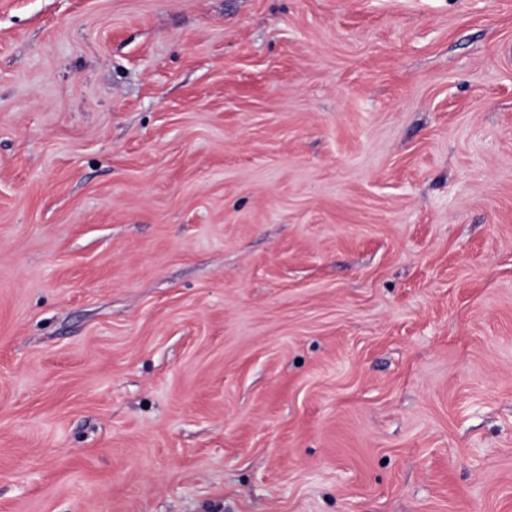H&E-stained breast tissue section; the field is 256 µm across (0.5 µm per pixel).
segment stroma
<instances>
[{"mask_svg":"<svg viewBox=\"0 0 512 512\" xmlns=\"http://www.w3.org/2000/svg\"><path fill=\"white\" fill-rule=\"evenodd\" d=\"M0 512H512V0H0Z\"/></svg>","mask_w":512,"mask_h":512,"instance_id":"1","label":"stroma"}]
</instances>
